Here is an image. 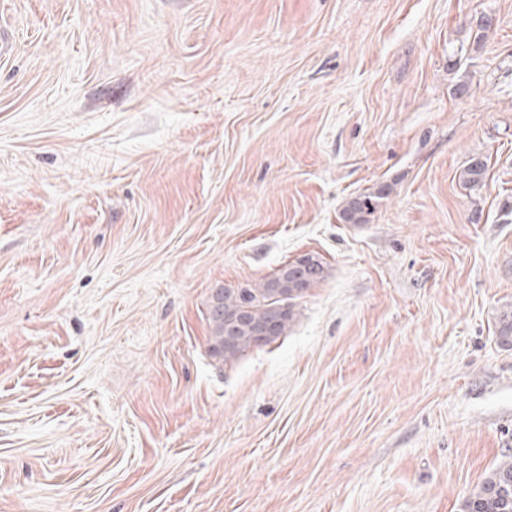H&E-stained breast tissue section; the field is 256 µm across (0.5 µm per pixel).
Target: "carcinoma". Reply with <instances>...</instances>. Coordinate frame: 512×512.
<instances>
[{
    "label": "carcinoma",
    "mask_w": 512,
    "mask_h": 512,
    "mask_svg": "<svg viewBox=\"0 0 512 512\" xmlns=\"http://www.w3.org/2000/svg\"><path fill=\"white\" fill-rule=\"evenodd\" d=\"M490 168V158L483 154L470 157L467 165L460 173L464 188L471 191L480 190L486 186ZM372 211V196L363 195L349 199L342 210V218L347 222L359 223L365 215ZM304 275L307 288L311 289L325 280L328 272L323 258L318 255H304ZM296 263H290L278 269L266 279L236 288H224L223 312L218 313L207 308V320L210 326L209 353L224 364L235 362L245 351L254 347L252 342L251 324L254 321L268 319L277 305L268 294V285L288 274V310L283 312L276 324L275 334L271 341L285 336L299 316L297 300L303 297L305 289L295 288L294 268ZM248 309L246 321L238 326L237 345L224 351V318L242 309ZM495 338L502 347L512 348V306L499 311L497 315ZM460 512H512V454L504 456L484 478L477 489L461 504Z\"/></svg>",
    "instance_id": "obj_1"
}]
</instances>
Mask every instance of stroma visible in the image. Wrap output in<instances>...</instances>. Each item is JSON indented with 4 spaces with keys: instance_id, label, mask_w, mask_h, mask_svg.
Returning <instances> with one entry per match:
<instances>
[{
    "instance_id": "stroma-1",
    "label": "stroma",
    "mask_w": 512,
    "mask_h": 512,
    "mask_svg": "<svg viewBox=\"0 0 512 512\" xmlns=\"http://www.w3.org/2000/svg\"><path fill=\"white\" fill-rule=\"evenodd\" d=\"M0 29V512H458L512 454V0H0ZM306 252L288 336L218 364L213 288ZM490 161V158L483 154H475L470 157L467 165L460 173L464 188L475 191L486 186ZM373 195L356 196L349 199L342 210V218L347 222L359 223L364 220L365 214L372 211Z\"/></svg>"
}]
</instances>
